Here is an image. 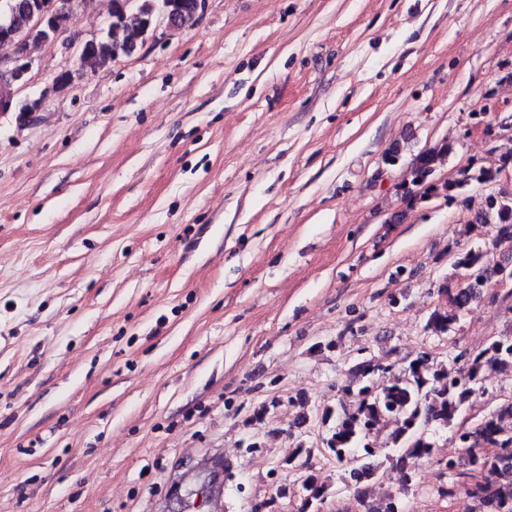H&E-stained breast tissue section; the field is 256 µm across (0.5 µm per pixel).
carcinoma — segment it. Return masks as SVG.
<instances>
[{
	"label": "carcinoma",
	"instance_id": "carcinoma-1",
	"mask_svg": "<svg viewBox=\"0 0 512 512\" xmlns=\"http://www.w3.org/2000/svg\"><path fill=\"white\" fill-rule=\"evenodd\" d=\"M36 0H10L15 7L10 33L24 39L30 52L46 40L68 31L71 0H57L58 15L37 30L26 21L29 6ZM111 24L107 31L81 56V68L95 73L122 56H129L145 45L157 12V5L179 26L196 21L198 0H111ZM452 147L444 142L416 157L410 171L409 187H423L425 192L452 196L472 183L494 181L500 171L470 165L460 171L455 181L436 183L431 178L437 164L448 157ZM483 223L497 228L493 247L512 246V198L490 194L485 198ZM490 250L474 245L455 254L453 267L472 277L440 285L448 295V307L435 309L425 329L435 336H448L469 310L482 298L475 281L489 269ZM497 367L512 371V338H500L484 348L460 353L448 360H438L422 351L404 362L399 371L394 365L373 358L357 359L349 368L341 396L334 407L316 411L321 425L327 427L321 443L325 451L344 468L339 476L343 485H351L364 512H401L398 501L391 497L385 510L366 502L363 486L377 474V436L372 429L387 426V447L395 452L386 460L400 472L403 487L414 479V463L434 458L441 468L454 475L467 476L472 483L466 491L477 503V512H512V395L503 399L492 411L472 424L456 423L458 414L486 392L483 370ZM451 430L453 439L470 449L467 458L436 456L435 435ZM315 446L302 439L294 454L288 457V468L312 467ZM305 498L300 512H320L330 487L319 485L308 477L303 483Z\"/></svg>",
	"mask_w": 512,
	"mask_h": 512
}]
</instances>
